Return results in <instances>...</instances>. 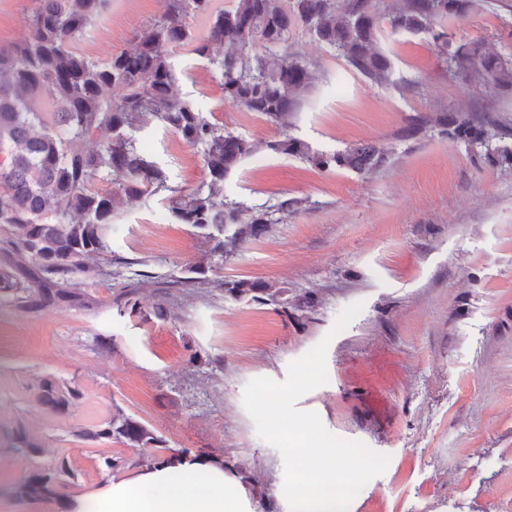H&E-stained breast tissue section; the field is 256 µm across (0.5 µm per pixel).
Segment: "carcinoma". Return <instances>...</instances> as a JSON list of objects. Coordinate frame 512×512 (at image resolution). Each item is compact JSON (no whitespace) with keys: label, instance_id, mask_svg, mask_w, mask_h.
I'll return each mask as SVG.
<instances>
[{"label":"carcinoma","instance_id":"cac0c4a2","mask_svg":"<svg viewBox=\"0 0 512 512\" xmlns=\"http://www.w3.org/2000/svg\"><path fill=\"white\" fill-rule=\"evenodd\" d=\"M479 0H234L229 9L214 0H169L161 18L137 35L132 50L113 52L104 61L85 56L75 44L103 12L107 0H39L26 34L9 50L0 49V230L7 233L11 256L0 262V295L36 292L65 301V277L100 275L88 260L108 251L117 204L144 195L171 193V215L179 224L205 232L212 253L224 261L248 239L280 223L295 203L277 201L253 212L224 195V181L253 154L258 144L224 130L174 93L178 81L170 62L176 49L209 61L220 76L224 100L259 112L287 130L304 92L317 79V64L276 49L298 29L326 45L348 68L374 84L386 85L389 57L378 47L381 25L431 36L446 56L448 72L473 77L497 89L512 90V58L477 44L452 45L438 31L448 18L465 19ZM202 18L199 36L189 20ZM225 45L224 53L214 45ZM261 45L270 49L257 54ZM55 108L46 112L41 102ZM157 121L200 149L208 181L186 193L169 184L165 170L140 153L134 132ZM439 129L451 140L487 147L486 156L512 169V147L489 148L500 137L465 111L452 117L417 115L405 132ZM79 143L91 147L82 149ZM276 153L302 159L318 169L346 168L364 174L381 169L388 156L363 144L343 152H318L285 135L268 144ZM120 170L126 179L99 189L95 183ZM234 299L277 303L288 294L262 280L222 283ZM54 414H65L81 396L79 389L54 378L42 379L33 393ZM87 442L109 439L131 448L157 447L162 440L115 405L112 416L95 429H82ZM11 447L33 459L42 443L19 426ZM74 472L62 457L52 467L32 466L15 486L18 498L62 500L61 489Z\"/></svg>","mask_w":512,"mask_h":512}]
</instances>
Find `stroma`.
Here are the masks:
<instances>
[{
    "label": "stroma",
    "instance_id": "1",
    "mask_svg": "<svg viewBox=\"0 0 512 512\" xmlns=\"http://www.w3.org/2000/svg\"><path fill=\"white\" fill-rule=\"evenodd\" d=\"M167 5L108 0L77 48L98 60L133 48ZM35 6L0 0V48L19 39ZM443 28L452 43L510 54L512 0H481ZM380 47L392 64L385 87L294 35L289 52L320 72L286 131L225 101L207 61L173 55L180 97L225 130L266 144L225 181V195L252 208L285 198L301 205L211 267L205 284L183 288L176 277L208 257L211 242L174 221L166 194L128 201L113 219L110 274L70 276L77 302L0 296V512H63L55 501L14 497L32 464L67 457L76 478L63 493L84 503L133 481L139 459L173 448L244 473L248 512H287L281 455L258 436L243 394L259 377L285 381L289 364L325 338L328 381L296 408L389 458L348 512H512V170L437 129L404 134L408 116L466 108L495 122L511 146L512 90L452 78L424 34L387 27ZM286 134L325 152L372 142L389 162L370 175L317 169L269 150ZM137 138L170 185L189 190L205 180L199 151L181 137L152 123ZM241 278L287 287L289 298L305 295L314 306L302 313L225 295L222 282ZM128 301L134 310L118 312ZM358 302L361 312L333 332L339 313ZM45 377L80 389L66 415L34 400ZM116 406L163 447L78 438ZM20 423L43 443L36 460L10 448ZM112 457L124 467L107 470Z\"/></svg>",
    "mask_w": 512,
    "mask_h": 512
}]
</instances>
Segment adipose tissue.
Wrapping results in <instances>:
<instances>
[{
  "label": "adipose tissue",
  "mask_w": 512,
  "mask_h": 512,
  "mask_svg": "<svg viewBox=\"0 0 512 512\" xmlns=\"http://www.w3.org/2000/svg\"><path fill=\"white\" fill-rule=\"evenodd\" d=\"M94 504L95 512H245V490L223 469L187 454L104 488Z\"/></svg>",
  "instance_id": "1"
}]
</instances>
